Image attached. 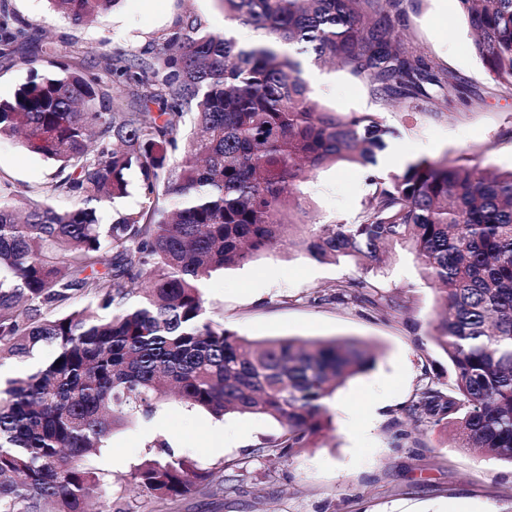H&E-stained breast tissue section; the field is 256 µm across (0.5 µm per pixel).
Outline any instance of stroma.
Instances as JSON below:
<instances>
[{
	"label": "stroma",
	"instance_id": "obj_1",
	"mask_svg": "<svg viewBox=\"0 0 512 512\" xmlns=\"http://www.w3.org/2000/svg\"><path fill=\"white\" fill-rule=\"evenodd\" d=\"M36 48L0 65V100L12 99L32 73H46L47 56L71 62L105 52L141 54L193 13L212 30L227 27L219 0H122L81 26L55 14L48 0H7ZM398 28L417 53L453 71L470 99L442 112H408L374 99L349 71L305 65L311 100L346 114L374 112L389 128L379 152L388 173L408 163L448 158L465 166L512 167V90L490 80L472 47L459 0H402ZM372 167L345 162L312 172L302 184L305 205L323 224L354 221ZM55 167L14 138L0 139V181L20 196L71 207L52 194ZM355 265L319 261L279 247L253 261L214 273L202 285L208 314L252 340L357 338L375 365L339 387L328 402L327 427L314 445L288 460L260 454L281 425L261 414H209L170 399L150 418L115 429L88 463L104 478L94 512H512V464L457 447L451 430L406 415L424 386L448 389L447 357L427 338L435 292L421 278L414 254L397 249L378 282L382 292L409 297L407 309L386 312L357 302H331L337 281L357 276ZM416 431L422 445L397 447V431ZM191 461L223 482L169 501L130 480L135 467L167 453Z\"/></svg>",
	"mask_w": 512,
	"mask_h": 512
}]
</instances>
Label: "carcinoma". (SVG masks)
<instances>
[{"label":"carcinoma","instance_id":"obj_1","mask_svg":"<svg viewBox=\"0 0 512 512\" xmlns=\"http://www.w3.org/2000/svg\"><path fill=\"white\" fill-rule=\"evenodd\" d=\"M119 2L50 0L75 26ZM220 2L260 41L242 45L188 13L136 61L52 60L0 103V137L19 135L57 163L54 191L75 200L21 210L0 182V358L53 347L35 371L0 381V512H88L103 477L87 458L171 393L217 418L272 417L282 433L260 448L268 457L308 447L335 390L374 354L354 339L240 336L208 316L200 289L213 272L284 244L361 270L325 300L395 310L407 300L374 278L388 250H411L436 292L428 339L448 357L454 395L426 387L408 417L448 415L458 447L512 463V169L411 162L368 178L351 224H319L301 203L312 171L376 163L388 129L372 113L318 107L298 55L348 70L376 100L410 112L444 110L464 86L402 38L400 0ZM460 2L490 79L512 87V0ZM27 40L0 3V63ZM114 85L127 91L123 111ZM186 114L189 134L179 126ZM132 169L141 208L100 223L99 210L129 195ZM163 193L173 203L157 221ZM209 478L172 459L131 473L171 501Z\"/></svg>","mask_w":512,"mask_h":512}]
</instances>
